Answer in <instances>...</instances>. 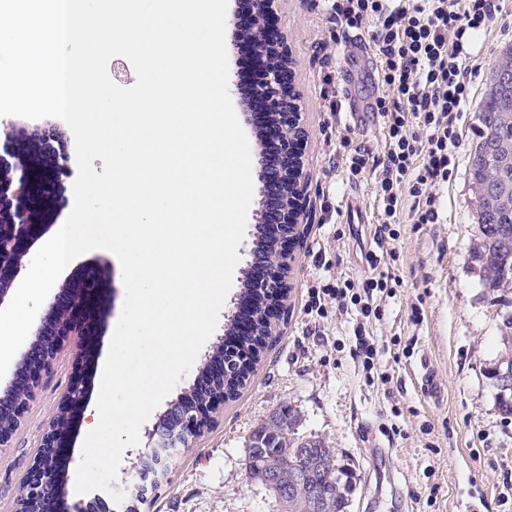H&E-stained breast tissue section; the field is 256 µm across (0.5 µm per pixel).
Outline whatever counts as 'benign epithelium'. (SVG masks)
Listing matches in <instances>:
<instances>
[{
    "instance_id": "obj_1",
    "label": "benign epithelium",
    "mask_w": 512,
    "mask_h": 512,
    "mask_svg": "<svg viewBox=\"0 0 512 512\" xmlns=\"http://www.w3.org/2000/svg\"><path fill=\"white\" fill-rule=\"evenodd\" d=\"M287 74L292 76L294 72L290 59L285 55L272 63L268 79L257 95L265 103L272 120L282 129L279 144L282 198L274 219L279 224L280 235L293 243L299 234L300 198L305 178L297 146L304 143L307 130L298 105L288 104L283 97V82ZM33 139L37 141L36 149L23 156L18 151L20 135L15 124H0V217L6 215L12 219L10 224H0V306L10 298V290L23 269L24 257L48 229L44 223H31V200L45 193L57 200L64 192V185L53 174L43 170L44 159L57 153L55 138L35 134ZM267 251L271 256L267 258L264 278L255 280L248 271L245 282L265 294L264 310L275 317L287 299V278L292 256L289 251L275 245L267 247ZM103 282L101 270L95 267L59 289L49 302L48 311L40 320L28 347L15 361L13 374L5 380L0 379V416L7 414L12 420L10 427L0 429L1 447L10 442L13 432L35 400L43 377L50 372L54 360L70 337H83L81 358L86 360L97 353L94 336L102 310L98 303L91 301V297L102 292L100 285ZM238 390L239 383L235 381L222 395L205 400L198 395L187 398L181 393L168 404L165 416L177 420L190 415V428L199 435L210 423L211 414L224 401L234 397ZM87 401L88 391L83 379L72 377L63 391L58 411L48 422L40 451L30 464L24 480L29 495L43 501L55 500L58 512H67L64 507L65 485L74 453L63 456L57 448L65 440L73 441L74 424L81 417ZM148 437V447L135 452L133 466L139 479L136 488L141 494V501L144 500L142 494L146 486L157 488L162 485L170 458L183 447L179 437L164 425H155L148 432ZM285 479L297 490L304 486L302 474L295 465L271 475L268 486L279 492Z\"/></svg>"
}]
</instances>
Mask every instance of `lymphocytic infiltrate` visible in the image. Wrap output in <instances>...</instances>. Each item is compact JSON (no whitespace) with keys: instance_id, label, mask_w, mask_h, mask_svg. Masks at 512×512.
I'll return each instance as SVG.
<instances>
[{"instance_id":"f902f5d3","label":"lymphocytic infiltrate","mask_w":512,"mask_h":512,"mask_svg":"<svg viewBox=\"0 0 512 512\" xmlns=\"http://www.w3.org/2000/svg\"><path fill=\"white\" fill-rule=\"evenodd\" d=\"M324 7L341 29L366 30L386 89L375 101L384 129L382 155L358 147L342 155L351 174L367 169L383 172L378 234L399 223L407 195L414 199L409 210L414 223H437L431 189L448 179L459 123L474 102L477 67L464 38L488 28L505 12V0H325ZM236 66L238 87L244 97H251L267 77V58L245 40L236 46ZM247 120L262 135L263 198L273 209L281 195L275 180L281 164V129L262 107L250 109ZM387 283L383 274L358 285L347 281L336 287L314 286L306 310L323 314L325 301L331 298L358 305L367 314L375 291L385 289Z\"/></svg>"}]
</instances>
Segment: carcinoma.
<instances>
[{
    "instance_id": "obj_1",
    "label": "carcinoma",
    "mask_w": 512,
    "mask_h": 512,
    "mask_svg": "<svg viewBox=\"0 0 512 512\" xmlns=\"http://www.w3.org/2000/svg\"><path fill=\"white\" fill-rule=\"evenodd\" d=\"M489 88L479 104L478 130L470 176L478 199V245L471 264L481 285L492 292L512 290V47L506 49L489 73ZM272 334L270 317L260 313L256 330L244 347L257 355ZM501 341L504 348L490 369L497 388L500 412L512 416V390L499 388L498 370L512 367V312L503 316ZM237 363L226 362L224 375L212 378L200 396L224 391L227 376L236 373ZM293 409L279 407L249 437L248 473L266 485V476L294 459L304 469L307 481L320 487L318 512H346L351 492L349 473L339 464L329 471L323 462L336 459V451L314 436H298Z\"/></svg>"
}]
</instances>
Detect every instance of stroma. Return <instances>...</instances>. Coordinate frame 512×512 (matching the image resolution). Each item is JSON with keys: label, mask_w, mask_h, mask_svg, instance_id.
Returning a JSON list of instances; mask_svg holds the SVG:
<instances>
[{"label": "stroma", "mask_w": 512, "mask_h": 512, "mask_svg": "<svg viewBox=\"0 0 512 512\" xmlns=\"http://www.w3.org/2000/svg\"><path fill=\"white\" fill-rule=\"evenodd\" d=\"M277 12L309 131L288 300L236 398L174 456L166 482L139 512H280L274 496L248 477L247 445L252 430L283 405L298 415V434L335 448L351 477L347 512H468L471 504L478 512H512V417L500 413L488 377L502 349L500 326L512 311V293L486 291L470 266L478 239L469 177L476 114L468 112L460 124L452 176L434 189L437 223L398 224L395 239L378 242L380 176L352 175L336 158L348 145L382 152V120L372 115L362 127L324 112V76L341 71L346 41L331 39L333 23L312 0H279ZM510 45L512 16L469 39L466 48L480 65L475 99H482L490 67ZM370 252L396 281L375 314L365 318L356 307L344 310L330 301L324 316H308L309 288L371 277ZM97 262L107 264L115 287L100 320L106 350L125 298L117 257L89 251L57 282L66 284ZM361 325L377 344L371 370L355 353ZM80 342L70 338L8 447H0V512H17V489L73 376H85L87 408H96L105 359L81 362ZM424 370L432 389L421 386Z\"/></svg>", "instance_id": "obj_1"}]
</instances>
